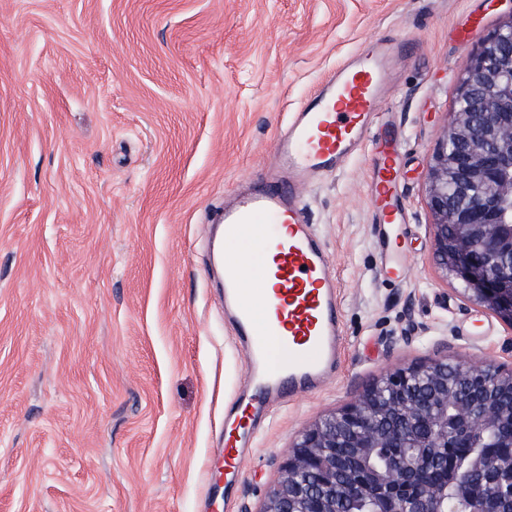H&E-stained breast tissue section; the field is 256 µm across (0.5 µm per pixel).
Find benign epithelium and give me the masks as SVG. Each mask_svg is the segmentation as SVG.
Returning <instances> with one entry per match:
<instances>
[{"label": "benign epithelium", "instance_id": "benign-epithelium-1", "mask_svg": "<svg viewBox=\"0 0 512 512\" xmlns=\"http://www.w3.org/2000/svg\"><path fill=\"white\" fill-rule=\"evenodd\" d=\"M457 102L428 171L433 254L469 302L512 327V12L463 62ZM474 179L482 193L448 196V184L464 192ZM486 434L512 443V369L459 355L388 371L300 435L261 512H339L342 501L362 512H504L512 454L484 450ZM459 442L472 452L432 481Z\"/></svg>", "mask_w": 512, "mask_h": 512}]
</instances>
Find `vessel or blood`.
<instances>
[{
    "instance_id": "b4317fda",
    "label": "vessel or blood",
    "mask_w": 512,
    "mask_h": 512,
    "mask_svg": "<svg viewBox=\"0 0 512 512\" xmlns=\"http://www.w3.org/2000/svg\"><path fill=\"white\" fill-rule=\"evenodd\" d=\"M391 48L368 42L337 67L280 136L279 158L291 175L302 178L339 167L372 134L380 91L390 76ZM384 158L375 184V208L385 224L397 223L395 193L398 144L376 142ZM229 249L223 258L224 302L247 346L256 386L275 395L319 386L340 359L341 315L335 277L315 239L302 200L271 188L240 194L218 208ZM273 281L272 291L251 288L249 274ZM225 436L226 476L237 471L239 435Z\"/></svg>"
}]
</instances>
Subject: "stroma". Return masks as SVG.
Returning <instances> with one entry per match:
<instances>
[{
  "label": "stroma",
  "mask_w": 512,
  "mask_h": 512,
  "mask_svg": "<svg viewBox=\"0 0 512 512\" xmlns=\"http://www.w3.org/2000/svg\"><path fill=\"white\" fill-rule=\"evenodd\" d=\"M512 0H0V512H261L288 450L384 371L512 327L444 280L427 170L460 68ZM392 59L376 129L400 144V224L371 146L289 178L278 137L360 46ZM302 199L335 274L341 362L255 389L213 286L211 214L265 178ZM395 256L385 269L384 254ZM260 411L214 503L225 418Z\"/></svg>",
  "instance_id": "1"
}]
</instances>
